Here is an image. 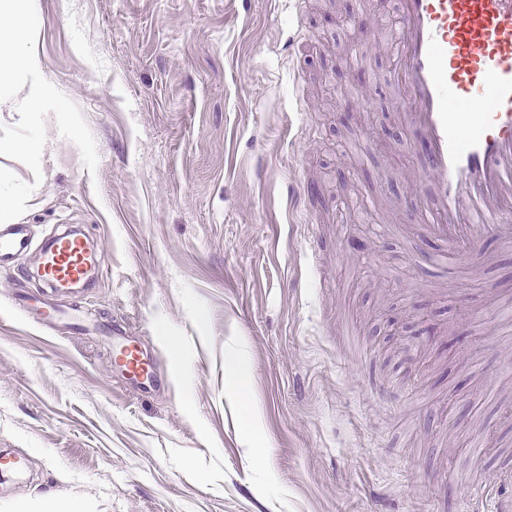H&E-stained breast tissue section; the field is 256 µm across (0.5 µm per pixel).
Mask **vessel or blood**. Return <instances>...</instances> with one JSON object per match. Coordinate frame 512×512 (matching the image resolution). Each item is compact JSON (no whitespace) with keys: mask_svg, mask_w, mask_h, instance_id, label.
<instances>
[{"mask_svg":"<svg viewBox=\"0 0 512 512\" xmlns=\"http://www.w3.org/2000/svg\"><path fill=\"white\" fill-rule=\"evenodd\" d=\"M399 115L418 132L430 196L425 230L449 253L478 258L488 239L512 240V0H398ZM30 245L22 224L0 226V258ZM85 242L53 238L42 277L64 289L86 276ZM116 361L131 380L151 364L116 342ZM512 475L483 491L474 512H512L503 497Z\"/></svg>","mask_w":512,"mask_h":512,"instance_id":"1","label":"vessel or blood"}]
</instances>
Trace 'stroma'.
Returning a JSON list of instances; mask_svg holds the SVG:
<instances>
[{"instance_id": "stroma-1", "label": "stroma", "mask_w": 512, "mask_h": 512, "mask_svg": "<svg viewBox=\"0 0 512 512\" xmlns=\"http://www.w3.org/2000/svg\"><path fill=\"white\" fill-rule=\"evenodd\" d=\"M47 81L98 164L47 116L53 156L0 263V512H464L512 469V241L478 263L427 238L428 185L398 114L395 11L375 0H39ZM361 17L363 26L342 25ZM368 52L337 83L336 52ZM350 177L338 181L339 169ZM314 187L305 210L288 187ZM76 226L94 287L29 280ZM81 325L44 321L45 306ZM390 318L420 335H375ZM154 365L139 392L102 324ZM178 338L180 356L169 340ZM242 353L255 460L224 358ZM30 245L25 224H5L0 226V261L28 249Z\"/></svg>"}]
</instances>
